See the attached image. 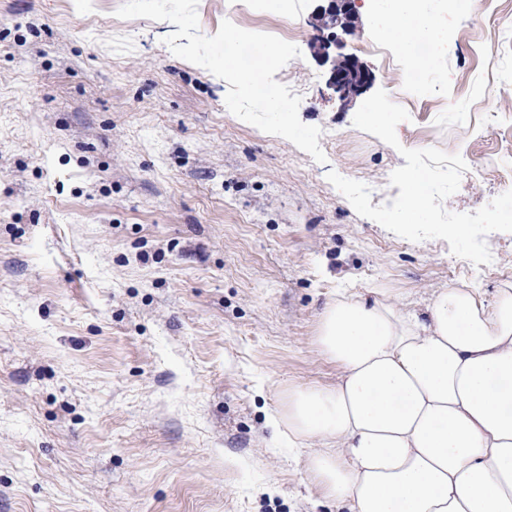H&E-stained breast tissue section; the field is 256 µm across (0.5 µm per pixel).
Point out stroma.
Here are the masks:
<instances>
[{"instance_id":"obj_1","label":"stroma","mask_w":512,"mask_h":512,"mask_svg":"<svg viewBox=\"0 0 512 512\" xmlns=\"http://www.w3.org/2000/svg\"><path fill=\"white\" fill-rule=\"evenodd\" d=\"M124 0H0V512H330L271 426L289 390L335 383L316 344L342 294L423 312L442 288L512 285V233L490 264L360 216L328 171L391 203L401 148L467 164L446 210L512 190V0L492 25L436 15L459 49L401 53L357 0L344 53L396 91L399 147L353 125L295 0L301 51L276 81L300 95L325 162L225 104L228 84L175 56L168 21ZM199 31L249 22L199 0ZM415 68L428 95L405 87Z\"/></svg>"}]
</instances>
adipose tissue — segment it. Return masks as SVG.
<instances>
[{"label": "adipose tissue", "mask_w": 512, "mask_h": 512, "mask_svg": "<svg viewBox=\"0 0 512 512\" xmlns=\"http://www.w3.org/2000/svg\"><path fill=\"white\" fill-rule=\"evenodd\" d=\"M440 0H374L404 49L444 42ZM332 386L292 389L272 425L341 512H512V287L444 288L425 314L337 298L319 320Z\"/></svg>", "instance_id": "ef3b65f1"}]
</instances>
